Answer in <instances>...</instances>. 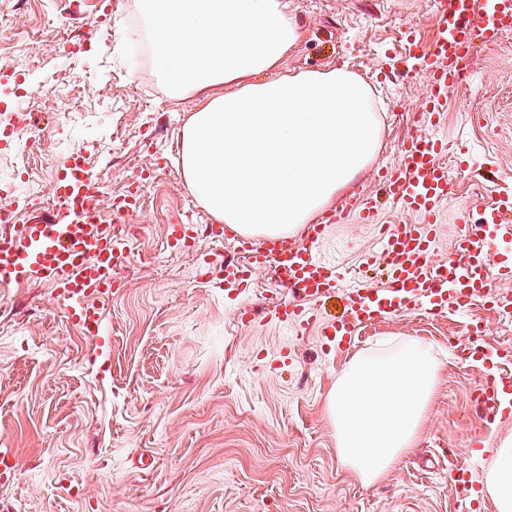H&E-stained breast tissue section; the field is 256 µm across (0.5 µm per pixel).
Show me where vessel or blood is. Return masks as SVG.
Returning <instances> with one entry per match:
<instances>
[{
  "label": "vessel or blood",
  "mask_w": 512,
  "mask_h": 512,
  "mask_svg": "<svg viewBox=\"0 0 512 512\" xmlns=\"http://www.w3.org/2000/svg\"><path fill=\"white\" fill-rule=\"evenodd\" d=\"M433 8L435 36L426 43L412 34L406 38L410 70H421L427 78L417 113L420 133L403 143L401 167L382 176L388 197L402 210L419 215V223L381 228V257L388 270L381 288L344 286L340 268L319 252L335 225L374 223L376 208L361 192L309 225L302 241L270 238L259 246L241 242L243 260L225 265V282L245 280L252 268L268 267L290 293L289 300L266 301L269 323L303 331L318 324L322 336L351 347L359 325L422 308L451 305L462 311L487 295L496 269L497 235L512 223V194L499 192L484 207L480 223L458 228V258L433 268L429 256L440 240L442 211L453 195L446 156L454 155L460 167L478 160L475 152L456 149L441 134L448 91L468 76L476 47L496 44L500 32L512 26V0H433ZM101 194L98 178L86 170L81 155H72L51 182L45 218L0 234V282L52 286L69 321L92 335L99 350L108 340L100 330L98 303L112 292V269L122 252L119 227L138 208L137 198L124 197L114 204L112 219L104 220ZM338 294L343 297V320L322 325L320 303ZM499 359L496 353L485 358L483 382L473 396L488 420L496 418L504 403H512V371L502 369ZM454 487L459 512H473V495L480 487L469 472H460Z\"/></svg>",
  "instance_id": "1"
}]
</instances>
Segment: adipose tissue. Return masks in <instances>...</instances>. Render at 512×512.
Here are the masks:
<instances>
[{
    "label": "adipose tissue",
    "mask_w": 512,
    "mask_h": 512,
    "mask_svg": "<svg viewBox=\"0 0 512 512\" xmlns=\"http://www.w3.org/2000/svg\"><path fill=\"white\" fill-rule=\"evenodd\" d=\"M155 67L171 94L227 85L181 132L194 196L243 234L292 236L351 184L379 146L369 88L347 72L276 71L296 39L284 0H140ZM488 490L512 512V437Z\"/></svg>",
    "instance_id": "ef3b65f1"
}]
</instances>
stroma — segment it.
<instances>
[{"mask_svg": "<svg viewBox=\"0 0 512 512\" xmlns=\"http://www.w3.org/2000/svg\"><path fill=\"white\" fill-rule=\"evenodd\" d=\"M285 3L296 39L278 73L342 68L371 91L379 148L336 197H380V222L338 225L322 254L346 283L374 288L380 266L362 265L380 224L417 221L385 201L378 178L419 133L426 82L408 75L403 44L410 33L434 36L431 0ZM55 13V0H0V130L21 138L34 124L43 137L33 154L0 150V198L22 188L13 220L24 221L79 151L103 187L104 217L131 190L140 206L124 225L117 292L101 304L104 352L68 323L49 285L0 284V452L18 462L0 481V512H454V468L480 473L491 448L512 436L511 412L477 418L482 358L462 362L456 351L478 343L504 353L512 370V320L482 300L463 312L392 317L364 327L351 353L316 330L268 324L265 300L284 286L261 267L241 291L225 290L214 271L234 242L212 238L215 218L182 169L181 130L208 91L169 97L151 59H137L133 48L146 39L137 0H115L102 17L94 0H80L69 20ZM471 67L469 84L448 94L443 133L468 136L483 167L449 169L454 197L434 266L457 251L461 211L479 221L495 189L512 183V31ZM171 223L187 225L194 245L174 246ZM241 305L254 312L246 326L236 321ZM408 340L439 360L434 394L416 443L365 486L338 457L328 393L354 356ZM476 439L483 453H473Z\"/></svg>", "mask_w": 512, "mask_h": 512, "instance_id": "obj_1", "label": "stroma"}]
</instances>
